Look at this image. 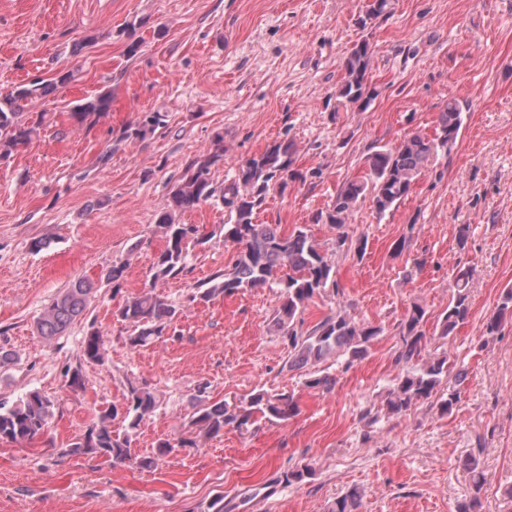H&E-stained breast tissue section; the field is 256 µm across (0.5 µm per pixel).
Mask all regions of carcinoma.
Here are the masks:
<instances>
[{
    "mask_svg": "<svg viewBox=\"0 0 512 512\" xmlns=\"http://www.w3.org/2000/svg\"><path fill=\"white\" fill-rule=\"evenodd\" d=\"M392 0H368L365 14L359 17L361 28L391 12ZM143 16L122 31L125 35L127 58L143 52L144 41L137 31L150 25ZM373 43L365 37L351 48L344 62L345 76L336 90V97L349 104L368 105L376 96L370 79ZM78 69L64 68L51 79L34 78L6 92H0V164L8 162L25 148L39 133L48 112L37 117L27 116L36 103L47 99L59 87L76 80ZM112 93L101 91L80 100L69 112L72 128H90L108 117ZM168 126V113L157 109L134 123L126 125L119 140L145 139ZM462 126L459 103L448 100L438 114L433 135L421 131L406 134L392 147L375 146L365 160L366 173L344 182L337 190L332 205L317 214L315 222L336 229V250H351L353 241L346 224L353 211L370 201L377 214L383 215L408 197L414 184L428 169L439 153L448 152L456 143ZM296 145L291 140L275 141L266 149L237 165L235 179L224 187L220 198L229 209L230 223L223 225L224 241L239 245L232 264L216 273L209 287L191 296L208 301L224 294L258 288H277L281 303L273 318L279 335L288 341V366L304 368L326 361L336 355L346 357V365L362 358L381 328L358 322L349 314L338 311L325 317L310 329H303L304 312L308 303L330 287L336 293L340 286L333 275L322 246L301 228L285 234L272 224H258L255 212L265 203L274 186L283 187L287 180L306 181V175L293 168ZM224 161V138L213 140L210 150L190 161L165 203L154 216L155 232L164 241L154 256L151 289L142 290L127 298L115 311L116 321L128 326L127 345L137 350L166 335L174 323L178 309L155 293L156 283L183 272L190 243L202 241L195 224H185L182 215L215 197L212 178L214 166ZM473 269L468 267L451 276L448 306L436 317L440 338L451 341L455 331L469 314L467 287ZM94 286L85 279H75L52 300L37 318L35 329L47 340L61 335L76 319L82 317ZM429 319L427 308L413 303L399 323L400 346L395 352L396 364L405 365L387 391L385 408L389 415L402 417L419 402L436 401L443 414H449L460 400L459 381L462 371L447 351L417 364L428 350L431 339L424 329ZM512 321V288L502 295L501 303L484 323L485 336L502 334ZM84 359L102 363L104 343L99 332H90L84 341ZM159 407V397L147 386L132 385L123 410L108 407L99 412L83 438L70 444L71 455L96 454L115 462L131 459L130 432ZM299 410L294 397L288 394L251 393L245 404L237 407L226 401L203 405L190 418L189 427L208 437L224 432L227 426L240 430L254 424L259 413L270 421L288 420ZM123 414L129 432L114 433L112 420ZM53 416V402L38 391H31L7 407L0 402V440L31 442L42 435ZM466 465L473 473L470 496L456 512H480L484 489L479 461L475 457ZM360 494L353 489L337 498L328 512H358Z\"/></svg>",
    "mask_w": 512,
    "mask_h": 512,
    "instance_id": "1",
    "label": "carcinoma"
}]
</instances>
